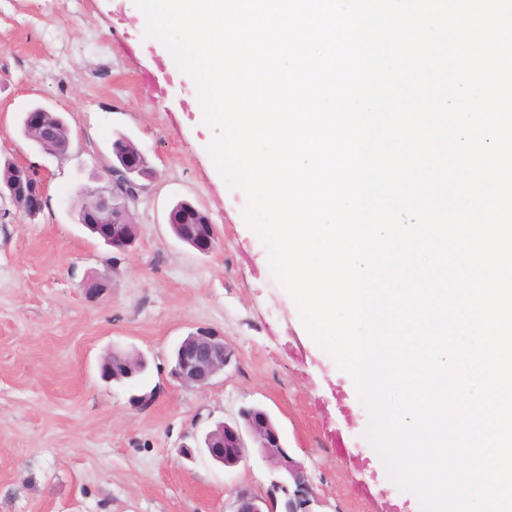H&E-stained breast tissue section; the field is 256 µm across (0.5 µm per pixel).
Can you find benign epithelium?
<instances>
[{
	"label": "benign epithelium",
	"mask_w": 512,
	"mask_h": 512,
	"mask_svg": "<svg viewBox=\"0 0 512 512\" xmlns=\"http://www.w3.org/2000/svg\"><path fill=\"white\" fill-rule=\"evenodd\" d=\"M24 134L39 150L55 155L56 142L54 113L42 106L28 108L22 113ZM118 161L105 169L102 179L106 185L88 192L85 205L77 212L78 223L86 228L102 232L101 241L114 249L124 251L133 243L128 231L133 223L132 211L144 186L138 184L148 166L145 155L132 144L117 140L112 146ZM17 179L4 191L17 213L33 220L42 212L45 204V184L29 168L13 163ZM232 350L224 339L207 331L188 335L177 347L171 377L182 387H204L230 365ZM129 367L130 359L112 351L102 367V377L107 381L120 378L130 381L135 374L126 372L118 378L112 375L114 364ZM263 450L266 458L275 460L281 477L294 486L292 493L282 504L276 497L268 499L254 495L249 489L237 490L234 512H311L312 490L302 466L297 463L283 445L280 429L269 422L267 415L251 420L242 427L238 421L224 422L217 429L209 431L203 440L202 452L213 462L224 464L230 460L238 465L245 457L248 445Z\"/></svg>",
	"instance_id": "7a95c632"
}]
</instances>
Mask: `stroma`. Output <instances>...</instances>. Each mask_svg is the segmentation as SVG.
<instances>
[{
    "label": "stroma",
    "instance_id": "35a3bbf8",
    "mask_svg": "<svg viewBox=\"0 0 512 512\" xmlns=\"http://www.w3.org/2000/svg\"><path fill=\"white\" fill-rule=\"evenodd\" d=\"M144 24L134 0H0V161L46 187L32 221L0 201V512H232L239 488L268 497L280 476L258 449L231 469L180 454L246 405L281 429L312 485V512H420L365 438L352 376L272 274L244 192L218 173L194 81L142 38ZM32 105L65 119V155L24 137ZM121 136L153 170L124 253L76 222L79 190L100 186ZM180 201L208 213L213 252L174 236L167 218ZM94 279L109 288L92 301ZM200 329L223 337L233 362L183 388L171 353ZM115 348L148 362L132 384L100 377Z\"/></svg>",
    "mask_w": 512,
    "mask_h": 512
}]
</instances>
